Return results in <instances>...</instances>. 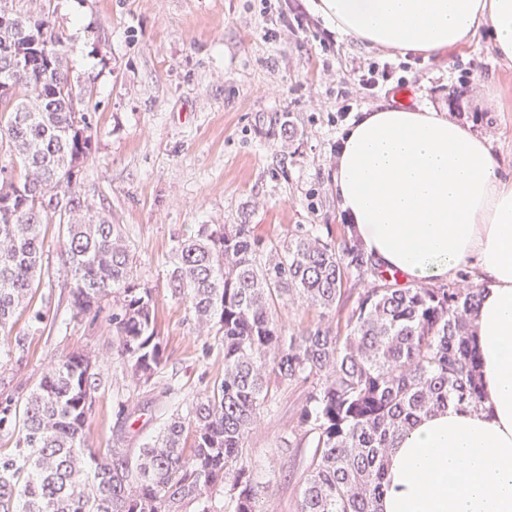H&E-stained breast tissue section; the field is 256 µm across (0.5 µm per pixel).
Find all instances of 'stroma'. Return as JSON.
<instances>
[{
    "label": "stroma",
    "instance_id": "obj_1",
    "mask_svg": "<svg viewBox=\"0 0 512 512\" xmlns=\"http://www.w3.org/2000/svg\"><path fill=\"white\" fill-rule=\"evenodd\" d=\"M51 9L71 75L90 92L97 130L81 188L124 230L135 274L154 291L166 346L165 377L148 388L136 387L121 361L106 365L88 421L94 447L137 457L179 398L224 373L222 351L198 335L186 304L171 295L178 239L202 224L244 222L267 246L304 227L336 243L348 236L334 191L336 147L346 127L337 109L345 98L357 113L397 103L389 89L359 99L349 80L354 58L395 63L413 107L470 126L490 144L503 175L512 176V63L502 62L486 38L428 59L374 49L338 34L313 0H280L267 15L260 0H51ZM287 124L295 130L290 139L281 134ZM45 232L49 277L36 296L50 315L35 325L17 317L14 330L28 336V353L22 365L0 372L26 389L48 362L112 343L111 302L97 318L70 320L58 227ZM373 285L349 278L340 305L325 317L281 302L278 319L289 334L343 326L358 293ZM171 382L179 398L166 396ZM307 391L302 383L270 388V407L245 441L265 512H296L314 451L297 425ZM122 402L136 408L134 423L119 425Z\"/></svg>",
    "mask_w": 512,
    "mask_h": 512
}]
</instances>
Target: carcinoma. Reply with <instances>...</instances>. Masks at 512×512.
<instances>
[{"label":"carcinoma","mask_w":512,"mask_h":512,"mask_svg":"<svg viewBox=\"0 0 512 512\" xmlns=\"http://www.w3.org/2000/svg\"><path fill=\"white\" fill-rule=\"evenodd\" d=\"M42 64H23L35 51ZM79 100L49 0L35 15L0 0V368L23 362L28 337L13 333L47 272L43 226L62 227L72 318L111 297L112 356L138 386L165 368L152 289L137 282L134 256L118 224L81 189L95 129L58 95ZM378 285L359 293L345 334L316 326L285 334L276 302L299 296L330 313L349 277ZM169 286L224 350V375L185 401L134 460L121 448L92 447L86 427L103 384V353L54 362L27 392L0 388V512H262L245 440L269 387L308 383L297 418L315 451L296 512H382L386 462L397 439L450 405L477 408L475 318L480 291L448 285L398 288L360 245H337L306 230L267 250L251 224H203L177 242ZM192 431V446L183 435Z\"/></svg>","instance_id":"cac0c4a2"}]
</instances>
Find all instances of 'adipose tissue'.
Listing matches in <instances>:
<instances>
[{"instance_id": "obj_1", "label": "adipose tissue", "mask_w": 512, "mask_h": 512, "mask_svg": "<svg viewBox=\"0 0 512 512\" xmlns=\"http://www.w3.org/2000/svg\"><path fill=\"white\" fill-rule=\"evenodd\" d=\"M340 34L424 57L486 37L512 62V0H317ZM334 188L352 235L387 273L480 288L486 401L423 418L388 463L383 512H512V177L484 138L431 108L364 112L345 130Z\"/></svg>"}]
</instances>
